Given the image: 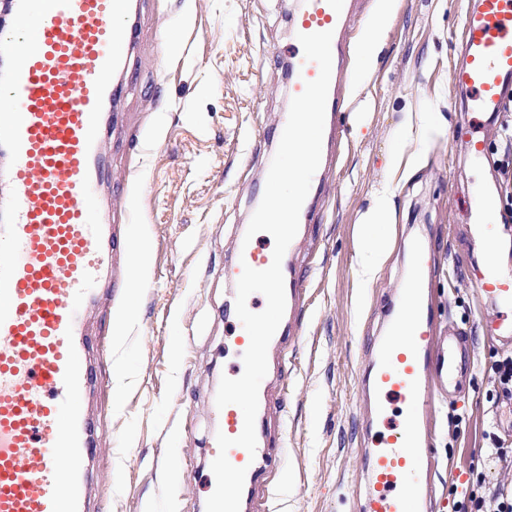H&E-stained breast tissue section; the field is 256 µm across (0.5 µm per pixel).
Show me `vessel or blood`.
Returning <instances> with one entry per match:
<instances>
[{
  "label": "vessel or blood",
  "instance_id": "obj_1",
  "mask_svg": "<svg viewBox=\"0 0 512 512\" xmlns=\"http://www.w3.org/2000/svg\"><path fill=\"white\" fill-rule=\"evenodd\" d=\"M12 26L0 29V512H89V467L97 454L85 399L103 387L89 360L90 310L108 307L100 290L112 265V226L98 189L106 175L101 141L112 130L140 30L136 0H8ZM349 0H302L301 34L330 31L332 69L349 42ZM463 50L448 76L470 112L497 113L512 101V0H477L461 23ZM292 95L319 75L300 42L287 49ZM474 219L495 247V199L475 186ZM422 243H415L406 288L379 337L364 379L374 401L371 426L399 406L402 428L378 435L368 451L369 484L359 512H427L439 386L471 381L474 362L463 328L438 342L423 297ZM230 270H263L271 252L250 243ZM479 293L512 309V273L485 271ZM224 433L244 426L241 409H219ZM255 454L239 446L245 468L240 512H269L266 472L280 462L265 419L255 422Z\"/></svg>",
  "mask_w": 512,
  "mask_h": 512
}]
</instances>
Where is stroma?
Returning a JSON list of instances; mask_svg holds the SVG:
<instances>
[{"instance_id": "stroma-1", "label": "stroma", "mask_w": 512, "mask_h": 512, "mask_svg": "<svg viewBox=\"0 0 512 512\" xmlns=\"http://www.w3.org/2000/svg\"><path fill=\"white\" fill-rule=\"evenodd\" d=\"M473 0H401L376 60L351 52L336 84L342 128L336 167L317 190L322 206L305 225L297 276L303 337L288 355L270 350L268 378L284 392L288 459L274 512H357L366 467L369 398L360 366L404 284L407 250L425 242L424 282L440 324H466L475 374L456 400L440 404L432 448L434 512H455L460 486L512 493V396L487 371L512 355L493 336L498 304L476 283L488 250L469 210L474 183L498 192L505 128L462 112L450 90L456 38ZM296 0H143L141 35L122 119L104 144L112 158L104 208L121 218L117 252L146 249L134 278L112 290L90 335L108 388L94 396V434L110 454L94 472V512H205L183 477L203 476L220 429L216 393L243 360L224 352L237 322L226 301L237 287L225 267L243 239L289 111L283 51ZM440 113L444 133L424 144L399 136L405 112ZM484 129L487 153L473 163L468 126ZM415 153L422 164L405 177ZM394 191L396 221L364 231L360 216L376 190ZM132 203L133 212L117 206ZM390 234L394 249L363 276L366 235ZM121 331H114L116 318ZM508 449L492 455L494 441Z\"/></svg>"}]
</instances>
